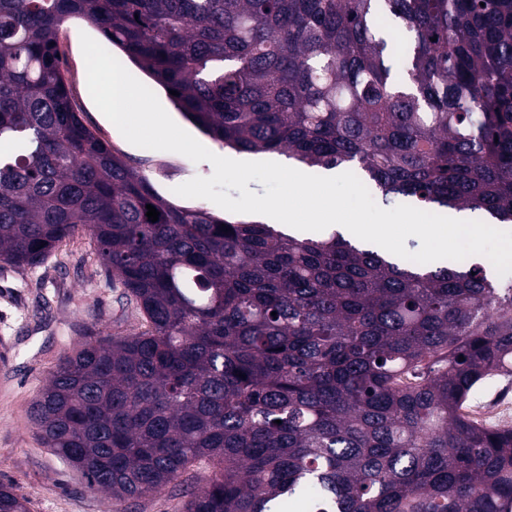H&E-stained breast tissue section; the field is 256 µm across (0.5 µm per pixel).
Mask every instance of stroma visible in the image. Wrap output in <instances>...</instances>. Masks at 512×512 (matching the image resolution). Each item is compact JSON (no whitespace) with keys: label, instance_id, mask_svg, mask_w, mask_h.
I'll list each match as a JSON object with an SVG mask.
<instances>
[{"label":"stroma","instance_id":"1","mask_svg":"<svg viewBox=\"0 0 512 512\" xmlns=\"http://www.w3.org/2000/svg\"><path fill=\"white\" fill-rule=\"evenodd\" d=\"M100 39L97 28L73 21L60 36L65 74L83 122L154 189L176 204L190 198L173 189L213 172L168 151L127 142L91 99L80 36ZM141 318L127 308L123 288L93 259L91 237L78 233L38 269L0 272V483H9L28 501L30 512H181V487L136 500H118L90 488L38 439L29 407L60 360L87 335L125 336Z\"/></svg>","mask_w":512,"mask_h":512}]
</instances>
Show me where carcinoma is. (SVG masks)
Listing matches in <instances>:
<instances>
[{"label": "carcinoma", "instance_id": "1", "mask_svg": "<svg viewBox=\"0 0 512 512\" xmlns=\"http://www.w3.org/2000/svg\"><path fill=\"white\" fill-rule=\"evenodd\" d=\"M73 19L226 147L511 224L512 0H0V264L85 230L144 321L58 364L45 447L118 498L203 465L182 512H512V428L463 413L512 376V280L164 199L81 120Z\"/></svg>", "mask_w": 512, "mask_h": 512}]
</instances>
